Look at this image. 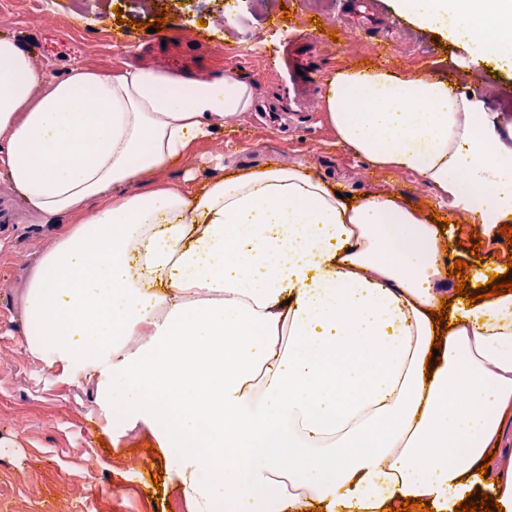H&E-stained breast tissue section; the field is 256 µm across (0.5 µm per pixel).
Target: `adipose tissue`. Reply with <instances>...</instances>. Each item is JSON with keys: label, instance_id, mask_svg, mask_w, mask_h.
<instances>
[{"label": "adipose tissue", "instance_id": "obj_1", "mask_svg": "<svg viewBox=\"0 0 512 512\" xmlns=\"http://www.w3.org/2000/svg\"><path fill=\"white\" fill-rule=\"evenodd\" d=\"M393 4L512 62V0ZM254 97L232 71L51 79L0 34V171L40 223L74 220L23 294L30 353L93 385L104 419L150 431L189 512H387L409 497L455 512L483 493L512 512V454H490L512 418V293L444 290L445 228L391 194L348 203L297 165L191 195L159 182ZM320 108L370 164L463 210L487 189L486 230L512 222V144L479 94L344 67ZM135 182L145 191L125 193Z\"/></svg>", "mask_w": 512, "mask_h": 512}]
</instances>
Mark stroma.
Wrapping results in <instances>:
<instances>
[{
	"instance_id": "obj_1",
	"label": "stroma",
	"mask_w": 512,
	"mask_h": 512,
	"mask_svg": "<svg viewBox=\"0 0 512 512\" xmlns=\"http://www.w3.org/2000/svg\"><path fill=\"white\" fill-rule=\"evenodd\" d=\"M231 0H54L51 17L30 12L26 0L0 8V33L20 39L35 62L55 77L72 65L120 70L149 65L176 75L220 76L232 70L255 91L256 102L294 113L291 126H258L255 112L218 131L161 174L192 193L216 176L258 167L302 165L361 202L389 193L448 224L447 263L493 265L512 277V245L479 233V216L463 212L415 174L376 167L336 140L318 106L295 113L284 79L268 71L265 56L311 28L318 16L327 35L311 60L319 79L334 70L368 64L405 74L452 73L456 88L470 86L473 70L492 111L512 123V67L478 56L475 46L447 32L416 25L382 0L375 16L353 15L350 0H252L243 28L220 21ZM164 26H157V16ZM125 46H117L115 37ZM260 43L262 57L249 45ZM57 229L27 214L22 197L0 172V512H188L154 438L139 429H108L95 409L91 385L48 373L26 347L21 295L30 269ZM479 255H472V243ZM103 493L90 491V484Z\"/></svg>"
}]
</instances>
